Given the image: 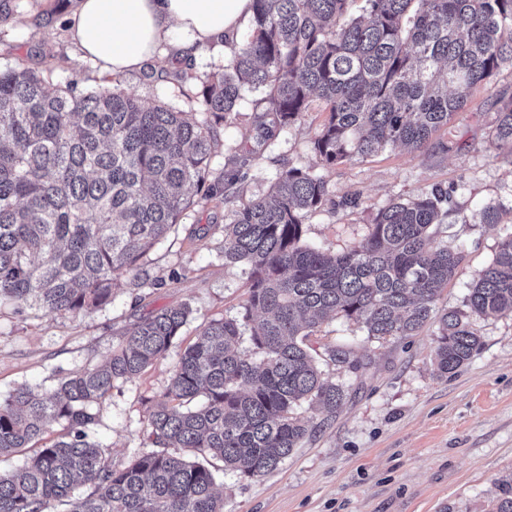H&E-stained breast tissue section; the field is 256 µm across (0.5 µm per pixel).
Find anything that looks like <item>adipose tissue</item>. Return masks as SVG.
I'll return each mask as SVG.
<instances>
[{"label":"adipose tissue","mask_w":512,"mask_h":512,"mask_svg":"<svg viewBox=\"0 0 512 512\" xmlns=\"http://www.w3.org/2000/svg\"><path fill=\"white\" fill-rule=\"evenodd\" d=\"M252 0H78L69 28L85 59L122 76L145 70L167 51L197 56L235 40L252 18Z\"/></svg>","instance_id":"adipose-tissue-1"}]
</instances>
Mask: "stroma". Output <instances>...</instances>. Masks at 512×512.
<instances>
[{"label":"stroma","mask_w":512,"mask_h":512,"mask_svg":"<svg viewBox=\"0 0 512 512\" xmlns=\"http://www.w3.org/2000/svg\"><path fill=\"white\" fill-rule=\"evenodd\" d=\"M74 0H0V66L21 65L77 91L102 81L98 67L82 59L69 36ZM223 47L205 50L194 79L176 81L178 61L122 77L123 89L143 106L167 105L195 117L193 98L204 81L221 73ZM512 94V67L503 66L471 91L466 106L435 132L422 152L387 150L362 161L325 169L329 200L303 220L305 243L340 253L361 241L380 210L439 185L452 193L456 210L441 239L463 260L439 307H462L474 275L512 234V153L489 138L497 92ZM246 93L240 113L218 126L215 171L243 164L245 193L261 196L290 164L316 167L313 142L327 115L320 106L262 140ZM448 152H440V145ZM500 212L482 223L483 208ZM227 209L214 199L194 205L143 263L155 288L119 279L112 298L81 314L15 311L0 306V400L21 386L53 387L58 377L99 365L123 330L163 307L188 305L192 314L179 342L134 378L117 382L99 408L94 430L114 465L151 450L153 404L161 399L181 353L200 326L237 317L247 299V268L226 265L220 255ZM482 346L449 376L434 360L436 335L385 343L367 341L357 325L338 318L323 324L311 344L317 352L348 342L359 368L341 372L347 388L334 414L301 406L313 425L280 466L258 478L219 473L224 512H486L497 480L512 472V315L474 318Z\"/></svg>","instance_id":"obj_1"}]
</instances>
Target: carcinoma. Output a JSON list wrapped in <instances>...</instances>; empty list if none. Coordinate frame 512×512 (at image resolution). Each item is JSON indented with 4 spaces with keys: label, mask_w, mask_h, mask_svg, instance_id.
<instances>
[{
    "label": "carcinoma",
    "mask_w": 512,
    "mask_h": 512,
    "mask_svg": "<svg viewBox=\"0 0 512 512\" xmlns=\"http://www.w3.org/2000/svg\"><path fill=\"white\" fill-rule=\"evenodd\" d=\"M252 0L249 36L234 43L224 74L195 93L201 119L142 106L105 78L83 94L20 65L0 67V303L78 314L109 301L128 276L156 286L140 260L199 200L233 204L224 263L248 266V300L235 318L204 324L181 354L150 414L154 449L116 467L92 433L96 408L119 380L162 359L191 310L141 317L105 364L58 378L49 390L16 389L0 401V459L32 448L51 421L65 432L21 467L0 473V512H224L208 458L244 478L275 470L308 434L304 403L328 413L346 397L326 376L310 337L344 318L381 343L413 336L462 255L434 226L448 192L433 187L383 208L366 237L340 254L302 242L303 220L328 200L312 169H283L267 196L243 199L237 173L210 169L217 127L259 92L265 139L311 109L328 117L314 140L332 167L389 148L420 151L470 90L512 66V0ZM491 131L512 152V96L498 99ZM512 314V235L478 271L465 309L437 321L435 361L446 376L481 346L472 318ZM250 336L252 350L236 345ZM328 361L357 369L350 344ZM185 448L194 459L174 455ZM91 492L76 498V484ZM491 512H512V474L498 481Z\"/></svg>",
    "instance_id": "obj_1"
}]
</instances>
